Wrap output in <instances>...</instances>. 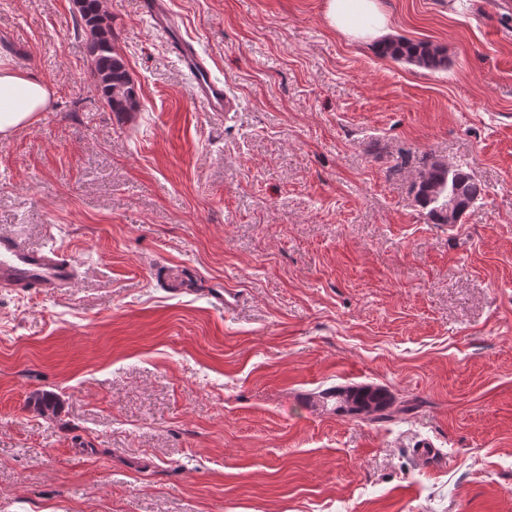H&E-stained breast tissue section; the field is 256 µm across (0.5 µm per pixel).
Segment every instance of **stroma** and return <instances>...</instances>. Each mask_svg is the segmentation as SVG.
<instances>
[{"label": "stroma", "mask_w": 512, "mask_h": 512, "mask_svg": "<svg viewBox=\"0 0 512 512\" xmlns=\"http://www.w3.org/2000/svg\"><path fill=\"white\" fill-rule=\"evenodd\" d=\"M323 2L104 0L120 117L75 0H0V56L54 89L0 139V232L80 272L0 292V512H512V0H379L441 71ZM178 38L233 111L196 99ZM432 158L482 185L462 223L409 191ZM359 386L415 408L323 397ZM79 27L88 33L91 45V72L103 100L121 115L139 109L135 83L123 58L112 46V21L101 0H79ZM324 18L331 28L351 41L381 43L388 40L391 32L378 0H325ZM377 53L429 70L448 65L444 50L429 41L390 39L377 47ZM326 397L343 399L344 403L352 402L358 407V413L373 422L393 421L400 414L408 413L413 409L412 405L404 404L394 408V403L387 393L380 388L371 386L352 387L335 392L326 393Z\"/></svg>", "instance_id": "stroma-1"}]
</instances>
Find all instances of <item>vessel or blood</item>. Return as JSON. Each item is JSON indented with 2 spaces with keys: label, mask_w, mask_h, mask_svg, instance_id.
I'll return each instance as SVG.
<instances>
[{
  "label": "vessel or blood",
  "mask_w": 512,
  "mask_h": 512,
  "mask_svg": "<svg viewBox=\"0 0 512 512\" xmlns=\"http://www.w3.org/2000/svg\"><path fill=\"white\" fill-rule=\"evenodd\" d=\"M174 48L194 77L196 98L208 111H231L232 101L223 83L212 79L195 50L182 42ZM78 276L76 265L60 250L35 248L16 235L0 233V291L18 295L36 289L58 292L70 288Z\"/></svg>",
  "instance_id": "b4317fda"
}]
</instances>
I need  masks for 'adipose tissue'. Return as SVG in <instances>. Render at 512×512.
<instances>
[{"label":"adipose tissue","instance_id":"adipose-tissue-1","mask_svg":"<svg viewBox=\"0 0 512 512\" xmlns=\"http://www.w3.org/2000/svg\"><path fill=\"white\" fill-rule=\"evenodd\" d=\"M324 18L352 41L380 43L390 32L378 0H325ZM53 97L54 90L44 78L0 58V139L35 124L50 110Z\"/></svg>","mask_w":512,"mask_h":512}]
</instances>
